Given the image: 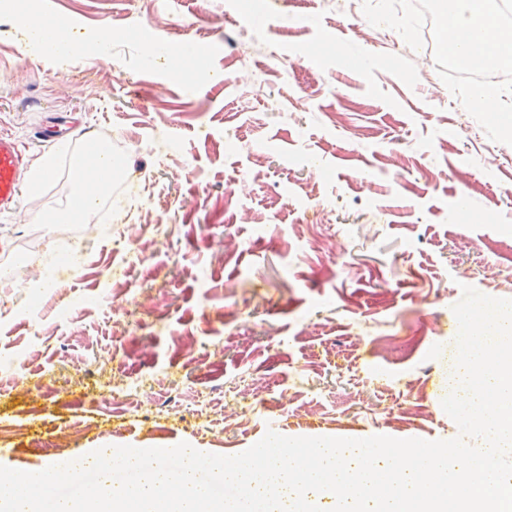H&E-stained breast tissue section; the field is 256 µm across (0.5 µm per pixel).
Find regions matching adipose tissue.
Listing matches in <instances>:
<instances>
[{"label": "adipose tissue", "instance_id": "adipose-tissue-1", "mask_svg": "<svg viewBox=\"0 0 512 512\" xmlns=\"http://www.w3.org/2000/svg\"><path fill=\"white\" fill-rule=\"evenodd\" d=\"M112 151L107 144H97L89 159L81 161L74 171V187L67 207L43 216L46 224L80 221L93 210L100 199L112 191Z\"/></svg>", "mask_w": 512, "mask_h": 512}]
</instances>
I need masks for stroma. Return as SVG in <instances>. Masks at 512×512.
Listing matches in <instances>:
<instances>
[{"mask_svg":"<svg viewBox=\"0 0 512 512\" xmlns=\"http://www.w3.org/2000/svg\"><path fill=\"white\" fill-rule=\"evenodd\" d=\"M39 10L82 50L44 53L0 14V134L26 167L54 159L0 212L16 280L0 292V466L112 445L234 455L271 428L456 438L452 307L466 285L512 299V146L429 49L348 0ZM147 38L164 53L146 56ZM322 39L334 50L312 57ZM201 44L208 64L183 77L177 54ZM90 135L123 162L97 208L117 219L138 197L137 245L23 220L65 208Z\"/></svg>","mask_w":512,"mask_h":512,"instance_id":"obj_1","label":"stroma"}]
</instances>
